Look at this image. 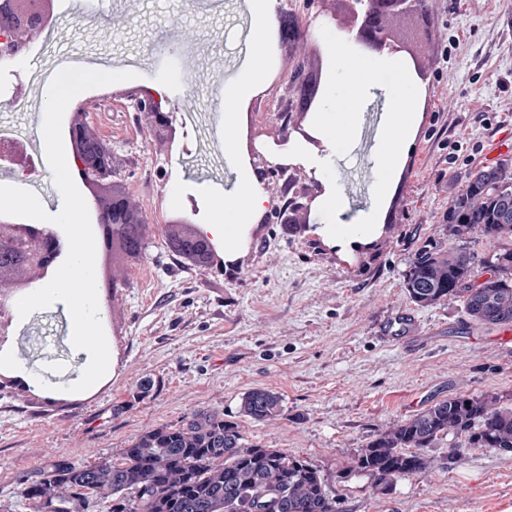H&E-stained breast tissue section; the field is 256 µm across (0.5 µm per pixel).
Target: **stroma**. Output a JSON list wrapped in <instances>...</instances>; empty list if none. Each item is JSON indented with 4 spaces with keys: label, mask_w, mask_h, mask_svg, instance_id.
<instances>
[{
    "label": "stroma",
    "mask_w": 512,
    "mask_h": 512,
    "mask_svg": "<svg viewBox=\"0 0 512 512\" xmlns=\"http://www.w3.org/2000/svg\"><path fill=\"white\" fill-rule=\"evenodd\" d=\"M283 10L301 32L270 53L260 92L277 108L251 103L235 122L268 161L289 167L263 189L275 207L302 192L315 202L302 224L279 223L275 207L256 215L221 267L184 266L167 223L192 204L194 224L204 223L209 194L224 193L250 166L225 153L221 104L250 63L252 0H84L80 11L56 0L53 36L0 69V129L38 157L45 90L62 61L136 72L109 87L90 119L146 219L142 253L116 263L118 288L99 291L114 367L98 389L65 390L79 365L58 307L33 312L0 339L16 364L0 372V512H32L23 482L56 459L115 456L143 432L202 408L223 414L249 443L316 467L338 512H512V455L465 449L452 458L450 436L428 448L427 473L389 492L339 477L376 434L438 401L489 393L512 406V332L473 322L458 298L416 305L403 285L416 251L442 240V215L465 172L482 165L494 130L512 125V0H427L429 35L403 23L423 92L411 145L380 204L384 97H364L337 151L306 139L317 112L336 111L332 99L286 122L276 114L288 104L280 82L297 60L321 70L323 83H341L325 44L344 36L347 6L270 0L272 14ZM157 85L166 89L171 141L132 108L141 89ZM329 186L344 199V221L374 215V237L342 252L320 235L334 220L320 202ZM27 375L57 386L56 395L34 392ZM256 387L280 394L281 416L257 423L242 413V396Z\"/></svg>",
    "instance_id": "stroma-1"
}]
</instances>
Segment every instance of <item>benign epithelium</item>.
Listing matches in <instances>:
<instances>
[{
	"mask_svg": "<svg viewBox=\"0 0 512 512\" xmlns=\"http://www.w3.org/2000/svg\"><path fill=\"white\" fill-rule=\"evenodd\" d=\"M350 11L348 32L353 41L364 51L397 53L404 47L392 36L389 30L379 24L378 18L389 15H403L418 18L422 9L418 0H346ZM53 13V0H0V67L12 64L23 55L38 37L45 23ZM281 40L292 42L299 33L297 19L289 14L279 17ZM285 89H296L299 96L295 103L298 112L310 111V103L320 96V79L311 73L302 61L294 65L290 75L284 78ZM135 111L151 118L155 130L170 128L169 113L163 111L161 101L153 94L145 92L135 100ZM90 114L88 103L79 101L68 125V138L71 155L81 183L87 188L108 189L119 182L120 170L112 161V150L101 141L84 147L89 137L87 117ZM250 159L258 170L260 181L264 182L273 172H286L287 167L271 165L267 159L250 150ZM28 176L36 165L22 144L15 140L0 141V166ZM311 202H300L297 198L284 203L279 209L280 223H295L294 215L300 211L309 212ZM105 240L123 237V229L129 224L126 197L111 194L107 212L104 213ZM65 252V240L58 234L48 231L39 224H18L9 215H0V279L5 275L16 276L32 271L34 275L19 280L18 285H28L44 279L53 270Z\"/></svg>",
	"mask_w": 512,
	"mask_h": 512,
	"instance_id": "1",
	"label": "benign epithelium"
}]
</instances>
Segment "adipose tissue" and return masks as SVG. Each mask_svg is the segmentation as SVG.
I'll use <instances>...</instances> for the list:
<instances>
[{"label": "adipose tissue", "instance_id": "ef3b65f1", "mask_svg": "<svg viewBox=\"0 0 512 512\" xmlns=\"http://www.w3.org/2000/svg\"><path fill=\"white\" fill-rule=\"evenodd\" d=\"M327 45L336 55L344 76L336 93L340 109L321 113V135L328 147L342 148L352 135L354 111L365 93L371 88H380L389 106L380 133L376 185L377 198H384L391 176L411 144L412 104L419 90L401 66L380 69L375 58L348 51L345 40L335 36L328 39ZM264 57L263 41L255 39L249 67L234 84L224 90L225 107L242 106L254 95L264 73ZM266 202V197L261 194L255 181L248 177L241 178L224 196L211 197L207 218L201 230L204 234L227 243L224 256L232 258L233 245L239 243L250 218L261 212ZM322 203L334 214L335 220L323 225L320 232L337 248L348 249L353 244L367 241L377 232V225L366 218L351 224L339 220L338 215L343 211V200L336 190H328Z\"/></svg>", "mask_w": 512, "mask_h": 512}]
</instances>
